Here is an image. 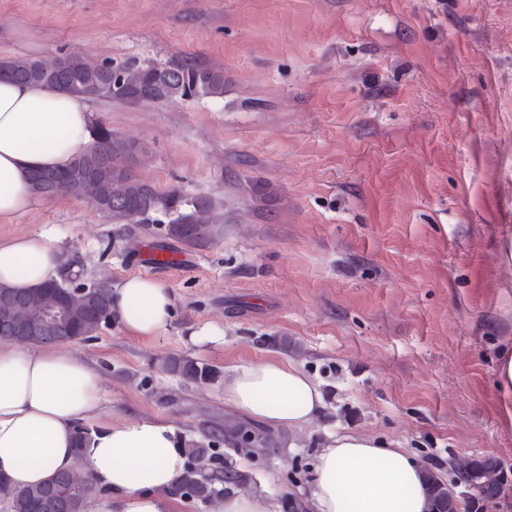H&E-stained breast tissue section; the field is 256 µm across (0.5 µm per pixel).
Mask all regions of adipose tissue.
Instances as JSON below:
<instances>
[{
	"label": "adipose tissue",
	"instance_id": "1",
	"mask_svg": "<svg viewBox=\"0 0 512 512\" xmlns=\"http://www.w3.org/2000/svg\"><path fill=\"white\" fill-rule=\"evenodd\" d=\"M86 98L0 77V217L36 201L32 177L62 169L89 151ZM62 265L49 233L0 241V285L18 291L55 278ZM175 297L161 281L128 276L112 287V315L130 335L160 334ZM224 400L240 414L281 428L308 425L323 406L318 386L292 364L268 360L230 368ZM87 426L84 444L77 425ZM184 440L155 420L112 422L95 365L60 344L0 341V476L13 486L56 473L87 472L85 512H176L170 496L184 474ZM308 512H428L419 464L400 448L361 435L330 437L320 449Z\"/></svg>",
	"mask_w": 512,
	"mask_h": 512
}]
</instances>
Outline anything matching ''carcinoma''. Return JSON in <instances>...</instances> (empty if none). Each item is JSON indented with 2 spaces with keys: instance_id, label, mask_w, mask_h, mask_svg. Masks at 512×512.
I'll return each instance as SVG.
<instances>
[{
  "instance_id": "cac0c4a2",
  "label": "carcinoma",
  "mask_w": 512,
  "mask_h": 512,
  "mask_svg": "<svg viewBox=\"0 0 512 512\" xmlns=\"http://www.w3.org/2000/svg\"><path fill=\"white\" fill-rule=\"evenodd\" d=\"M1 76L18 83L44 85L73 95L125 104L224 95L223 71L188 61L114 66L72 55H60L51 61L14 57L0 61ZM93 137L90 152L77 157L63 170L43 173V182L33 184L34 193L83 198L116 224H144L150 215L161 212L170 216L165 229L167 236L190 247H203L210 242L214 225L224 223V215L216 211L211 199H188L175 189L166 194L156 192L134 173V167L148 161V152L139 148L129 153L128 141L102 124L94 127ZM6 296L15 299L16 314L22 320L43 322L54 318L57 300L50 288L42 286L20 292L0 286V304ZM65 311L68 324L74 328L68 342L80 341L106 322V313L112 311V297L99 290H76ZM164 368L192 383L216 378V371L186 355L169 357ZM216 433L242 453H272L278 449L270 433L249 423L226 418L224 427ZM186 452L185 473L172 489L173 494L210 502L231 488L246 484L247 478L217 453L194 443ZM448 466L456 479L472 488L471 496H451V483L434 468L424 465L422 474L430 512H485L489 504L506 493L508 479L494 457H453ZM92 490L89 477L73 472L59 473L47 483L23 489H16L0 478V499L9 504L10 512H84Z\"/></svg>"
}]
</instances>
